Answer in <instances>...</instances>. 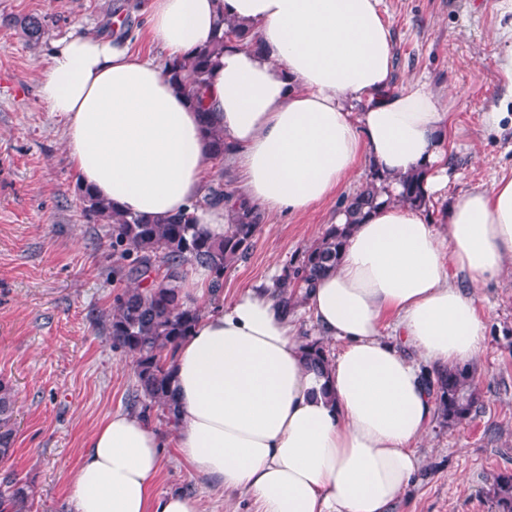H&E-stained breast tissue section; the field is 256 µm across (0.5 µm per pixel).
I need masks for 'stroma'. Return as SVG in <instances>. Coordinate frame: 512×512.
<instances>
[{
	"instance_id": "obj_1",
	"label": "stroma",
	"mask_w": 512,
	"mask_h": 512,
	"mask_svg": "<svg viewBox=\"0 0 512 512\" xmlns=\"http://www.w3.org/2000/svg\"><path fill=\"white\" fill-rule=\"evenodd\" d=\"M150 2L0 0V378L16 394L9 467L35 481L31 512H71L86 440L108 414L126 410L135 385L131 355L113 347L103 324L126 282L106 226L83 214L66 119L39 95L48 47L71 34L116 33L132 51L157 54L147 34ZM379 10L393 36V90L427 83L449 112L448 183L426 209L441 227L457 197L512 177V118L486 123L507 89L497 55L512 11L504 0H380ZM31 14L46 30L34 46L21 29ZM368 170L359 164L344 187L305 212L265 216L247 260L225 272L220 297L200 301L203 313L297 264ZM467 289L487 323L473 363L481 407L453 428L432 419L417 480L394 512H496L486 490L497 474L512 473V270ZM149 423L166 444L157 490L200 496L204 512H253L247 496L224 499L193 472L160 411Z\"/></svg>"
}]
</instances>
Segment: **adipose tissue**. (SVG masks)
Masks as SVG:
<instances>
[{
    "mask_svg": "<svg viewBox=\"0 0 512 512\" xmlns=\"http://www.w3.org/2000/svg\"><path fill=\"white\" fill-rule=\"evenodd\" d=\"M221 17L254 29L261 48L224 51L198 103L160 59L208 45ZM148 32L160 56L103 35L50 45L40 96L64 115L68 159L96 196L153 219L200 200L202 105L263 214L305 211L362 161L392 194L359 221L338 212L353 226L340 261L302 295L316 333L341 345L327 370L308 368L292 311L267 287L203 315L179 345L182 459L225 493L249 495L255 512H393L435 412L424 373L482 350L486 321L453 276L493 278L512 263V178L451 203L443 236L424 210L394 202L414 171L426 194L445 188L447 114L426 85L391 91L379 0H152ZM163 446L140 417L110 414L86 442L72 512H204L198 497L155 491Z\"/></svg>",
    "mask_w": 512,
    "mask_h": 512,
    "instance_id": "obj_1",
    "label": "adipose tissue"
}]
</instances>
